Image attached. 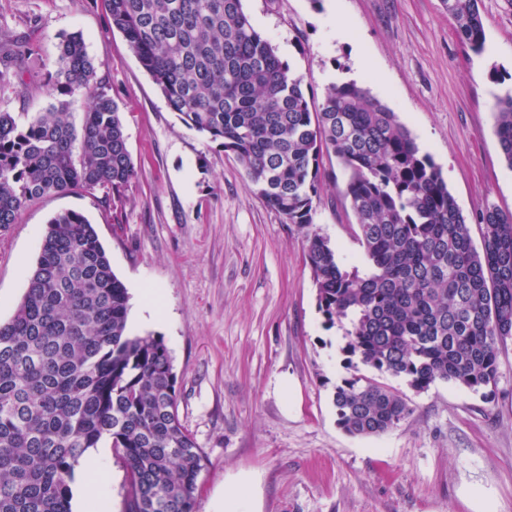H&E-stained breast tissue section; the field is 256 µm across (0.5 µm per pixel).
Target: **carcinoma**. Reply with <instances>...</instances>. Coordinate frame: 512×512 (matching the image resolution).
Here are the masks:
<instances>
[{"label":"carcinoma","mask_w":512,"mask_h":512,"mask_svg":"<svg viewBox=\"0 0 512 512\" xmlns=\"http://www.w3.org/2000/svg\"><path fill=\"white\" fill-rule=\"evenodd\" d=\"M106 2L173 111L234 156L284 223L313 224L320 159L335 156L364 261L346 267L316 231L306 260L325 323L349 325L348 368L402 378L416 393L496 385L512 342V213L483 211L476 249L441 169L397 114L355 82L332 85L312 107L242 0ZM479 2L442 0L476 53ZM34 54L0 34V90ZM47 94L54 102L39 112L0 110L2 231L35 199L96 188L119 198L136 177L121 112L82 35L59 42ZM494 108L512 168V91ZM128 310L94 226L74 211L52 217L23 299L0 323V512H72L75 467L103 439L126 467L124 512H196L206 457L179 419L169 349L130 334ZM333 402L354 436H380L411 412L395 388L356 373Z\"/></svg>","instance_id":"cac0c4a2"}]
</instances>
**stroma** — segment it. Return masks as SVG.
Instances as JSON below:
<instances>
[{"label": "stroma", "instance_id": "stroma-1", "mask_svg": "<svg viewBox=\"0 0 512 512\" xmlns=\"http://www.w3.org/2000/svg\"><path fill=\"white\" fill-rule=\"evenodd\" d=\"M254 26L301 77L311 102L354 80L397 112L440 167L480 244V212H512V169L494 103L512 89V0H481L485 49L462 43L442 0H243ZM0 25L40 49L24 82L45 84L61 35L81 33L122 114L136 179L121 200L98 188L44 197L0 230V322L20 304L49 220L94 225L129 293L128 328L163 338L178 413L207 462L197 512L238 475L255 512H512V345L491 396L450 383L417 393L380 436L336 423L351 374L343 330L318 309L306 232L251 191L218 143L189 129L112 28L105 0H0ZM313 228L342 261L363 250L333 156L320 161ZM159 289L162 321L145 295Z\"/></svg>", "mask_w": 512, "mask_h": 512}]
</instances>
